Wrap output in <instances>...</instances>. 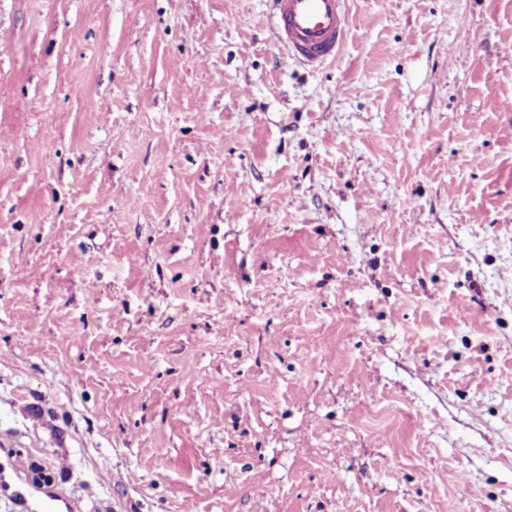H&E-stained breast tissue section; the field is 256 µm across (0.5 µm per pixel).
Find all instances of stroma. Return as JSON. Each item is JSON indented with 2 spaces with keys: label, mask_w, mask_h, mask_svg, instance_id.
Returning a JSON list of instances; mask_svg holds the SVG:
<instances>
[{
  "label": "stroma",
  "mask_w": 512,
  "mask_h": 512,
  "mask_svg": "<svg viewBox=\"0 0 512 512\" xmlns=\"http://www.w3.org/2000/svg\"><path fill=\"white\" fill-rule=\"evenodd\" d=\"M346 2L310 68L0 0V448L73 512H512V0Z\"/></svg>",
  "instance_id": "stroma-1"
}]
</instances>
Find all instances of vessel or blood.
<instances>
[{"mask_svg": "<svg viewBox=\"0 0 512 512\" xmlns=\"http://www.w3.org/2000/svg\"><path fill=\"white\" fill-rule=\"evenodd\" d=\"M275 44L307 66L335 59L348 34L346 0H270ZM18 467L0 466V491L11 490L17 512H67V501L46 492L33 496L19 486Z\"/></svg>", "mask_w": 512, "mask_h": 512, "instance_id": "b4317fda", "label": "vessel or blood"}]
</instances>
